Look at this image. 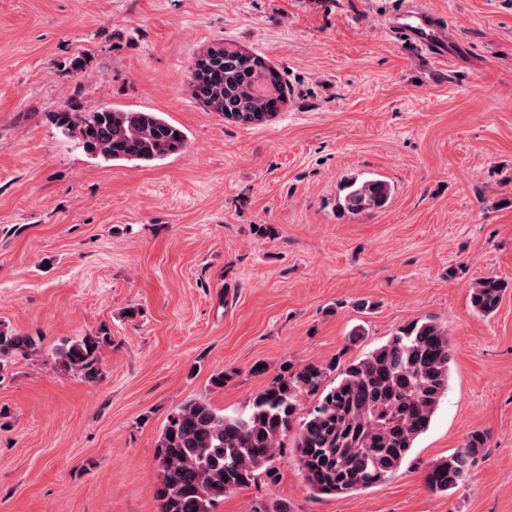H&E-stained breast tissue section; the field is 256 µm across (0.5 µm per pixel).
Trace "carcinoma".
<instances>
[{"label": "carcinoma", "mask_w": 512, "mask_h": 512, "mask_svg": "<svg viewBox=\"0 0 512 512\" xmlns=\"http://www.w3.org/2000/svg\"><path fill=\"white\" fill-rule=\"evenodd\" d=\"M208 67L192 70L191 96L207 110L239 125L263 123L286 103L281 72L261 55L223 43L209 47ZM58 124L105 163H152L182 152L187 135L158 112L101 107ZM338 208L350 215L385 208L391 184L381 178L349 179ZM509 283L487 277L470 289L472 309L483 316L499 308ZM104 338L85 336L55 350L61 368L87 380L98 376ZM37 347L28 337L0 328V373ZM452 348L448 330L431 320L400 326L387 342L336 370L305 364L273 379L240 412L224 414L204 400H190L168 416L155 449L160 512H211L224 494L264 476L290 435L302 397L320 394L294 437L296 459L310 489L341 500L387 481L427 431L448 391ZM338 372L330 381V373ZM487 436L472 433L463 447L431 463L427 488L447 493L466 476Z\"/></svg>", "instance_id": "carcinoma-1"}]
</instances>
